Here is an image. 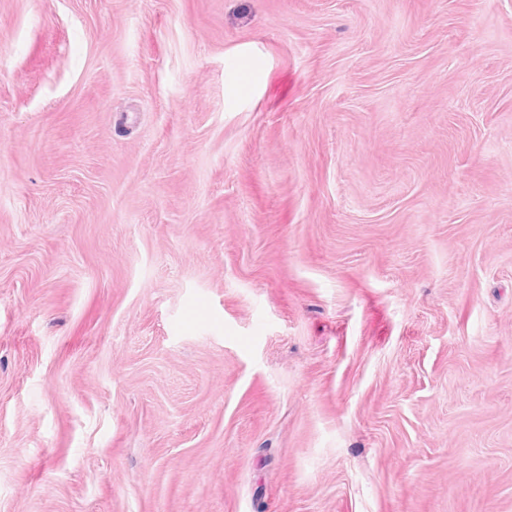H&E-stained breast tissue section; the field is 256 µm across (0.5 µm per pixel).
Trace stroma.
<instances>
[{
  "mask_svg": "<svg viewBox=\"0 0 512 512\" xmlns=\"http://www.w3.org/2000/svg\"><path fill=\"white\" fill-rule=\"evenodd\" d=\"M0 512H512V0H0Z\"/></svg>",
  "mask_w": 512,
  "mask_h": 512,
  "instance_id": "35a3bbf8",
  "label": "stroma"
}]
</instances>
